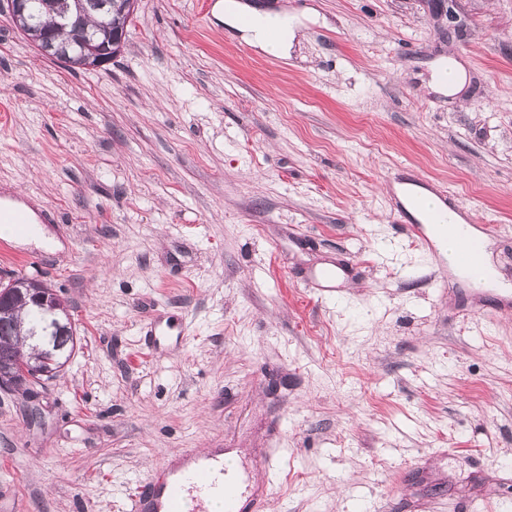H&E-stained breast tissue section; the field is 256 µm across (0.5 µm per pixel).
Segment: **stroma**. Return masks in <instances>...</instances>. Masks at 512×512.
<instances>
[{"mask_svg":"<svg viewBox=\"0 0 512 512\" xmlns=\"http://www.w3.org/2000/svg\"><path fill=\"white\" fill-rule=\"evenodd\" d=\"M200 2L139 0L121 54L70 71L0 0V204L51 241L8 242L0 276L52 288L77 338L41 418L0 390V498L131 512L222 448L259 512H512V0H457L459 33L430 0H253L299 22L285 57ZM413 175L494 225L501 289L402 233Z\"/></svg>","mask_w":512,"mask_h":512,"instance_id":"stroma-1","label":"stroma"}]
</instances>
